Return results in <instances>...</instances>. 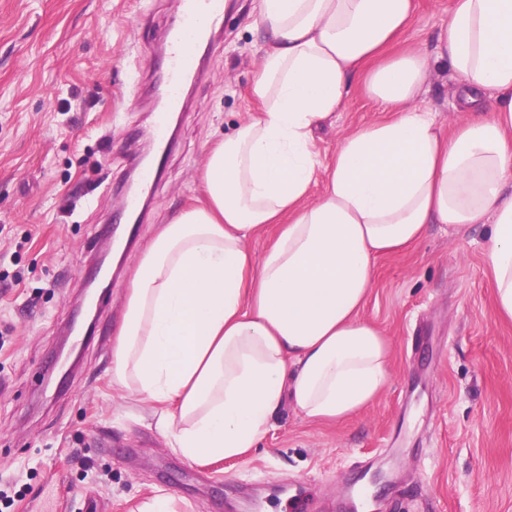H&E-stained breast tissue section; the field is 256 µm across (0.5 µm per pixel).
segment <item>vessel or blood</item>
Listing matches in <instances>:
<instances>
[{
    "label": "vessel or blood",
    "mask_w": 512,
    "mask_h": 512,
    "mask_svg": "<svg viewBox=\"0 0 512 512\" xmlns=\"http://www.w3.org/2000/svg\"><path fill=\"white\" fill-rule=\"evenodd\" d=\"M179 21L165 34L166 75L163 79L166 104L156 113L153 142L157 153L167 148V128L171 113L179 111L183 101V89L198 76L196 60L190 52L191 44L224 26V0H176ZM155 181L152 167L143 168L137 186L127 195L126 211H136L144 198L149 196Z\"/></svg>",
    "instance_id": "obj_1"
}]
</instances>
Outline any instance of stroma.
I'll use <instances>...</instances> for the list:
<instances>
[{"label": "stroma", "instance_id": "stroma-1", "mask_svg": "<svg viewBox=\"0 0 512 512\" xmlns=\"http://www.w3.org/2000/svg\"><path fill=\"white\" fill-rule=\"evenodd\" d=\"M451 0H417L394 49L426 46ZM257 0H230L204 74L189 83L161 175L136 221L122 202L157 108L175 0H0V512H136L160 488L176 512H512V322L483 262L490 227L444 224L379 257L362 312L390 342L383 393L319 424L284 404L258 448L186 461L148 405L112 389V341L139 256L160 224L202 200L209 144L257 106L265 48ZM422 106L460 120L453 81L432 73ZM362 89L314 133L322 157L385 119ZM91 327L76 370L56 362L69 325Z\"/></svg>", "mask_w": 512, "mask_h": 512}]
</instances>
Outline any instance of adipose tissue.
<instances>
[{
    "mask_svg": "<svg viewBox=\"0 0 512 512\" xmlns=\"http://www.w3.org/2000/svg\"><path fill=\"white\" fill-rule=\"evenodd\" d=\"M415 13L416 0H258L271 42L257 113L207 147L205 203L140 255L112 347L113 385L154 407L185 460L247 454L287 402L328 423L377 399L390 344L361 315L375 260L427 225H490L484 261L512 320V0H451L431 46L386 56ZM435 71L465 115L450 133L418 103ZM360 84L389 117L323 163L313 133ZM273 224L254 262L247 241Z\"/></svg>",
    "mask_w": 512,
    "mask_h": 512,
    "instance_id": "1",
    "label": "adipose tissue"
}]
</instances>
